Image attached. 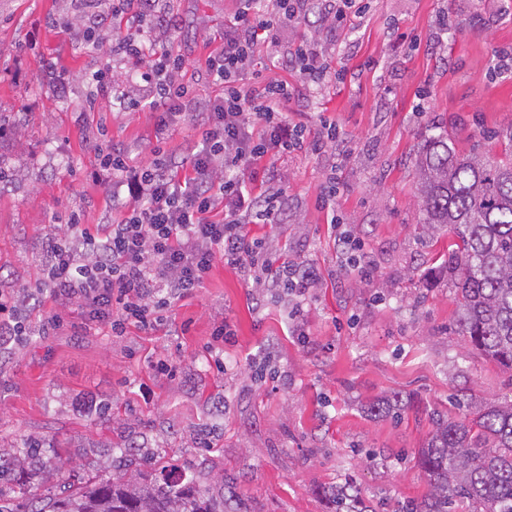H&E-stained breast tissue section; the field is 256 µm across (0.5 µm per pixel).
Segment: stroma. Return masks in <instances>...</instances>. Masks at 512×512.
Here are the masks:
<instances>
[{
    "mask_svg": "<svg viewBox=\"0 0 512 512\" xmlns=\"http://www.w3.org/2000/svg\"><path fill=\"white\" fill-rule=\"evenodd\" d=\"M190 18L177 46L195 63L222 44L239 0H171ZM335 38L318 41L331 72L302 87L285 110L318 134L336 124L342 152L295 153L275 163L285 177L287 223L253 224L288 260L339 277L323 279L303 306L306 344L290 336L285 306L258 296L239 270L216 264L203 288L174 307L171 333L147 336L90 324L77 304L30 308L29 333L0 348V451L24 457L39 440L60 479L111 475L132 454L144 466L194 472L217 488L236 477L248 512H333L331 489L356 484L374 512H399L423 498L416 456L431 412L512 400V374L474 350L456 324V295L438 268L454 241L421 225L413 162L420 135L444 127L461 153L498 156L512 126V0H363ZM84 0H0V293L38 287L43 250L83 223L112 220L108 186L95 178L96 150L114 145L149 160L155 118L90 101L107 71L129 97L142 90L131 64L87 49L77 15ZM52 60L69 79L57 92L42 74ZM336 177V213L362 241L377 272L344 269L335 231L316 205ZM59 326L43 335L46 319ZM236 331L217 372L207 346L216 324ZM176 366L158 372L159 360ZM150 395L142 397L139 388ZM406 406L382 420L368 406L383 396ZM107 413H100V406Z\"/></svg>",
    "mask_w": 512,
    "mask_h": 512,
    "instance_id": "1",
    "label": "stroma"
}]
</instances>
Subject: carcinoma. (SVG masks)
<instances>
[{
    "label": "carcinoma",
    "mask_w": 512,
    "mask_h": 512,
    "mask_svg": "<svg viewBox=\"0 0 512 512\" xmlns=\"http://www.w3.org/2000/svg\"><path fill=\"white\" fill-rule=\"evenodd\" d=\"M494 159L460 153L448 133L424 135L414 166L421 223L449 228L455 247L440 255L457 296V330L471 346L512 373V126L501 133ZM384 419H400L405 406L383 397L370 406ZM418 451L417 466L429 493L404 512H512V403L486 405L459 419L439 413ZM28 442L25 459L0 455V484L53 474ZM334 512H368L353 485L336 488ZM0 512H245L240 501L214 494L195 476L159 482L141 467L124 466L109 478L89 476L51 497L6 504Z\"/></svg>",
    "instance_id": "obj_1"
}]
</instances>
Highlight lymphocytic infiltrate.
I'll return each mask as SVG.
<instances>
[{"mask_svg": "<svg viewBox=\"0 0 512 512\" xmlns=\"http://www.w3.org/2000/svg\"><path fill=\"white\" fill-rule=\"evenodd\" d=\"M164 0H112V10L92 22L91 31L110 29L112 16H129L125 31L113 36V54L133 60L145 90L123 98L120 109H149L156 117L151 162H132L127 151L103 153L99 169L112 176V207L119 217L96 231L77 216L67 233L48 243L43 281L31 294L78 300L90 321L110 326L113 335L134 328L150 336L163 332L175 303L202 288L222 262L290 301L291 333L305 338L300 321L303 298L322 280L314 264L282 260L266 238L250 237V224L288 221V193L274 162L293 153L320 154L335 143L334 122L320 119V136L308 138L304 125L283 107L296 87L283 80L245 82L259 41L279 46L282 35L299 25L335 32L346 24L354 0H239L235 22L224 31L221 48L201 71L223 88L222 96L199 101L182 78L189 57L171 47L179 21ZM286 70L312 82L326 74L312 42L288 45ZM200 132L182 157L166 156L169 133L185 122Z\"/></svg>", "mask_w": 512, "mask_h": 512, "instance_id": "lymphocytic-infiltrate-1", "label": "lymphocytic infiltrate"}]
</instances>
